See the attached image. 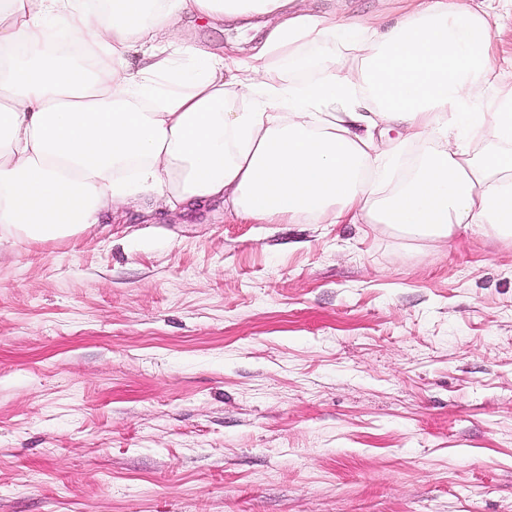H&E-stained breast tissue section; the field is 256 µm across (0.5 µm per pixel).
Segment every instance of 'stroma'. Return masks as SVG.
Returning a JSON list of instances; mask_svg holds the SVG:
<instances>
[{"instance_id": "obj_1", "label": "stroma", "mask_w": 512, "mask_h": 512, "mask_svg": "<svg viewBox=\"0 0 512 512\" xmlns=\"http://www.w3.org/2000/svg\"><path fill=\"white\" fill-rule=\"evenodd\" d=\"M0 512H512V239L157 200L0 245Z\"/></svg>"}]
</instances>
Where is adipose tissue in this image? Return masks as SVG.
Returning <instances> with one entry per match:
<instances>
[{
	"instance_id": "obj_1",
	"label": "adipose tissue",
	"mask_w": 512,
	"mask_h": 512,
	"mask_svg": "<svg viewBox=\"0 0 512 512\" xmlns=\"http://www.w3.org/2000/svg\"><path fill=\"white\" fill-rule=\"evenodd\" d=\"M398 2L385 26L300 0H0V242L83 232L141 194L255 224L512 238V56L492 25L512 0ZM187 16L276 24L245 57L199 46ZM287 61L318 75L291 82ZM393 128L437 147L381 198Z\"/></svg>"
}]
</instances>
